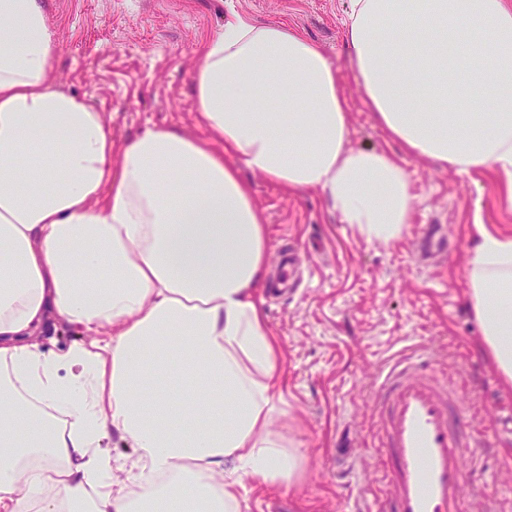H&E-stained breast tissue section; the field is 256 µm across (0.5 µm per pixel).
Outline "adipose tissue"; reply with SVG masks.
Returning <instances> with one entry per match:
<instances>
[{
  "label": "adipose tissue",
  "mask_w": 512,
  "mask_h": 512,
  "mask_svg": "<svg viewBox=\"0 0 512 512\" xmlns=\"http://www.w3.org/2000/svg\"><path fill=\"white\" fill-rule=\"evenodd\" d=\"M344 24L389 138L493 172L512 208V0H349ZM56 56L46 0H0V512H239L244 479L295 486L303 455L271 428L283 358L258 297L267 226L238 167L319 191L386 245L410 219L405 170L350 148L338 68L283 23L237 14L203 39V139L154 127L114 142L51 84ZM459 83L474 88L463 112L441 95ZM470 231L467 305L512 388V235ZM49 316L81 341L42 351ZM116 436L139 452L132 495L113 488Z\"/></svg>",
  "instance_id": "ef3b65f1"
}]
</instances>
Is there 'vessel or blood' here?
<instances>
[{
    "mask_svg": "<svg viewBox=\"0 0 512 512\" xmlns=\"http://www.w3.org/2000/svg\"><path fill=\"white\" fill-rule=\"evenodd\" d=\"M428 348L404 350L378 369L376 429L387 493L364 512H463L479 444L460 423L463 389L431 372Z\"/></svg>",
    "mask_w": 512,
    "mask_h": 512,
    "instance_id": "1",
    "label": "vessel or blood"
}]
</instances>
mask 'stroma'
<instances>
[{"label": "stroma", "mask_w": 512, "mask_h": 512, "mask_svg": "<svg viewBox=\"0 0 512 512\" xmlns=\"http://www.w3.org/2000/svg\"><path fill=\"white\" fill-rule=\"evenodd\" d=\"M347 2L47 0L59 46L51 79L102 112L114 141L149 127L202 136L191 86L196 47L236 12L258 23L288 24L321 46L340 68L351 147L394 153L409 177L411 221L386 245L360 238L319 192L289 193L242 168L266 217L271 269L289 255L297 263V287L267 290L262 300L284 358L272 427L304 462L299 483L289 489L245 480L241 512H266L280 498L290 512H353L356 498L382 491L373 379L404 349L428 347L449 384L467 388V414L486 436H494L500 408L512 405V390L483 354L463 297L474 217L512 235V209L499 205L494 174L435 166L405 153L377 125L342 56ZM429 224L447 237V254L421 253L418 238ZM342 450L357 468L345 492L336 486ZM473 479L464 512H512V445L481 453Z\"/></svg>", "instance_id": "obj_1"}]
</instances>
